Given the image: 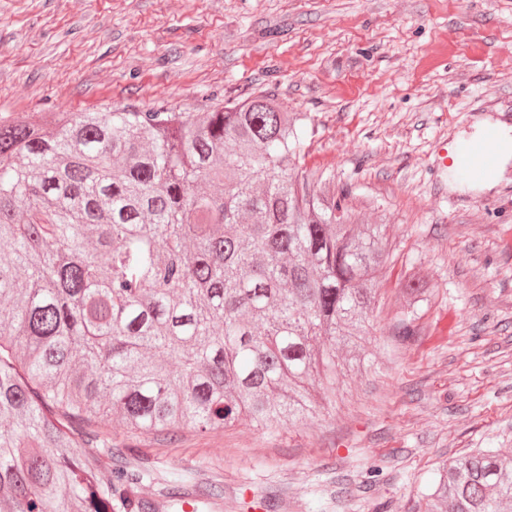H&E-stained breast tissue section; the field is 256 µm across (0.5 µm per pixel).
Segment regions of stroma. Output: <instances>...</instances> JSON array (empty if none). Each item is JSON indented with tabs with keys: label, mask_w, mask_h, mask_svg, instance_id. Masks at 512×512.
Here are the masks:
<instances>
[{
	"label": "stroma",
	"mask_w": 512,
	"mask_h": 512,
	"mask_svg": "<svg viewBox=\"0 0 512 512\" xmlns=\"http://www.w3.org/2000/svg\"><path fill=\"white\" fill-rule=\"evenodd\" d=\"M265 89L310 113L307 169L390 240L363 366L304 426L244 417L163 443L111 424L142 474L128 495L155 512H413L448 457L512 451V165L462 191L439 163L477 122L512 125V0H0V119ZM413 265L431 292L403 342Z\"/></svg>",
	"instance_id": "1"
}]
</instances>
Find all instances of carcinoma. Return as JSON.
<instances>
[{
	"mask_svg": "<svg viewBox=\"0 0 512 512\" xmlns=\"http://www.w3.org/2000/svg\"><path fill=\"white\" fill-rule=\"evenodd\" d=\"M311 135L272 91L0 120V512H112L92 451L112 455V416L169 438L274 429L361 368L389 241L315 187ZM399 288L410 307L428 291L415 271ZM421 500L512 512V453L449 458Z\"/></svg>",
	"mask_w": 512,
	"mask_h": 512,
	"instance_id": "1",
	"label": "carcinoma"
}]
</instances>
